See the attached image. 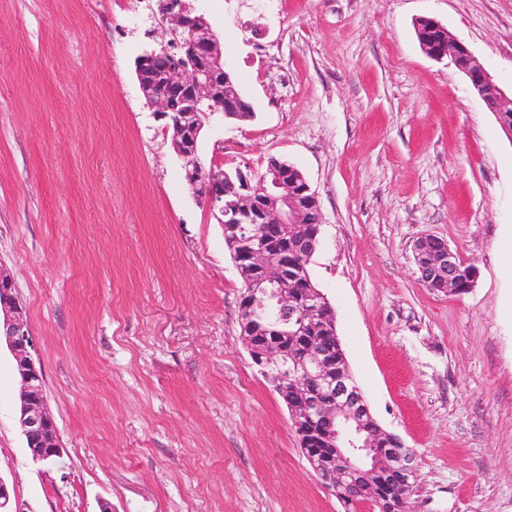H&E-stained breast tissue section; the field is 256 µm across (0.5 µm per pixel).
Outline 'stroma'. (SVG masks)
<instances>
[{
    "label": "stroma",
    "mask_w": 512,
    "mask_h": 512,
    "mask_svg": "<svg viewBox=\"0 0 512 512\" xmlns=\"http://www.w3.org/2000/svg\"><path fill=\"white\" fill-rule=\"evenodd\" d=\"M250 102L201 143L294 165L323 222L310 268L371 412L416 456L412 512H512V142L414 23L512 87V0H192ZM156 0H0V263L38 346L63 457L31 461L0 351L12 512H344L239 333L242 283L139 91ZM477 269L423 284L425 235Z\"/></svg>",
    "instance_id": "obj_1"
}]
</instances>
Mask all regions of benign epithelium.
<instances>
[{
    "label": "benign epithelium",
    "instance_id": "1",
    "mask_svg": "<svg viewBox=\"0 0 512 512\" xmlns=\"http://www.w3.org/2000/svg\"><path fill=\"white\" fill-rule=\"evenodd\" d=\"M162 24L173 36L165 47L167 67L162 74L169 90L182 96V112L173 109L170 95H148L145 65L156 58V50L145 51L135 64L140 92L148 96L152 114L165 121L163 129L177 136L184 120L191 117L192 138L198 139L216 108L224 107V116L236 117L251 111L249 103L236 89L224 101L215 97L214 74L224 71L220 40L209 23L198 24L202 15L184 0H159ZM423 52L435 61L450 60L465 75L487 110L500 120L503 132L512 142V124L502 113L512 112V91L501 88L471 51L448 33L439 21L429 19V29L421 37ZM188 181L200 182L206 191L203 200L211 216L224 232L241 242L235 260L237 271L246 265L262 273L257 280L244 279L239 306L240 322L259 324L265 314L261 300L266 287H273L277 309L293 316L283 336H298L301 331L330 310L326 297L313 289L296 295L284 286L288 266L270 251V240L256 224L288 226L296 249L307 248L304 213L317 201L308 182L295 190L288 185L293 166L272 158L260 182L237 171L235 200L224 204V179L228 173L214 176L206 169L197 150L178 153ZM415 264L423 284L437 292L456 293L460 277L474 284L476 273L467 266L448 243L435 236H424L414 243ZM5 343L14 360L20 381L18 423L26 448L36 464L47 465L62 457L59 431L47 407L45 379L37 356L35 337L29 328L23 306L17 296L13 276L0 265V343ZM260 372L279 393L285 386L299 394L301 408L290 409V416L301 445L310 446L306 460L327 490L341 502L353 496L369 501L375 512H409L417 464L413 452L402 440L382 429L373 417L367 400L350 370L337 371L332 352L316 349L300 360L285 362L280 350L263 357L251 355Z\"/></svg>",
    "mask_w": 512,
    "mask_h": 512
}]
</instances>
